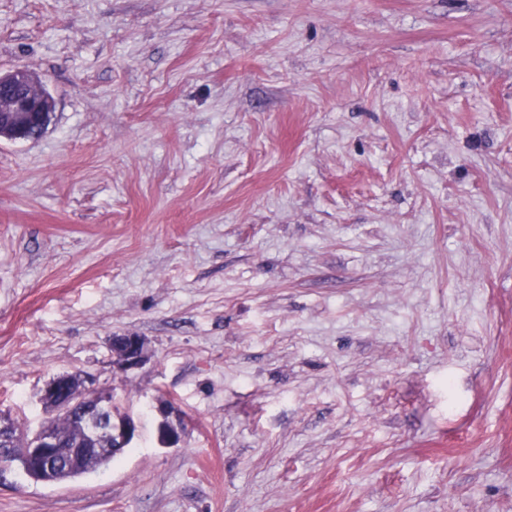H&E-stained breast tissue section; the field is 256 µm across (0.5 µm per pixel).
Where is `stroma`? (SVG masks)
Wrapping results in <instances>:
<instances>
[{
	"instance_id": "35a3bbf8",
	"label": "stroma",
	"mask_w": 512,
	"mask_h": 512,
	"mask_svg": "<svg viewBox=\"0 0 512 512\" xmlns=\"http://www.w3.org/2000/svg\"><path fill=\"white\" fill-rule=\"evenodd\" d=\"M16 68L0 412L81 371L140 436L0 512H512V0H0ZM54 110V97L32 72H0V140L38 139ZM112 367L127 371L142 366L147 359L146 342L142 336L121 334L112 336ZM156 411L161 417L158 428V439L164 447H177L182 441L186 419L183 412L173 399L160 400Z\"/></svg>"
}]
</instances>
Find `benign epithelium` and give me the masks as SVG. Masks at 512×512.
<instances>
[{"instance_id":"7a95c632","label":"benign epithelium","mask_w":512,"mask_h":512,"mask_svg":"<svg viewBox=\"0 0 512 512\" xmlns=\"http://www.w3.org/2000/svg\"><path fill=\"white\" fill-rule=\"evenodd\" d=\"M55 110V99L32 72L16 69L0 73V140L30 141L39 138ZM112 367L127 371L142 366L147 359L146 342L141 336L121 334L112 337ZM114 388L93 386L82 373H63L44 385L40 403L52 415L32 435L24 456L13 451L14 420L0 414V456L7 457L3 470L14 466L44 483H58L62 475L82 471L101 463L118 450L130 447L138 437V425L128 413L114 409ZM161 417L158 439L164 447H175L185 431L186 419L174 400L158 402ZM65 415L76 421L77 438L66 446L54 431L53 418Z\"/></svg>"}]
</instances>
